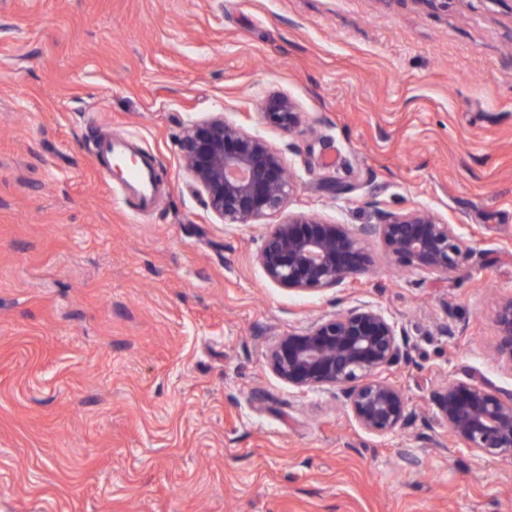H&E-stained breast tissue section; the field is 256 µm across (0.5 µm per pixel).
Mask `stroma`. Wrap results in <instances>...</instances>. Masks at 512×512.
<instances>
[{"instance_id": "stroma-1", "label": "stroma", "mask_w": 512, "mask_h": 512, "mask_svg": "<svg viewBox=\"0 0 512 512\" xmlns=\"http://www.w3.org/2000/svg\"><path fill=\"white\" fill-rule=\"evenodd\" d=\"M218 112L295 174L259 223H222L183 166L184 129ZM106 132L157 159L151 210L98 167ZM419 207L469 240L465 272L376 237L336 289L256 262L288 217L354 231ZM510 296L512 0H0V512H512V461L452 441L431 403L468 369L512 390ZM360 304L403 335L384 377L415 419L383 436L268 362ZM269 120L284 133L291 135L301 123V113L296 104L287 96L268 99L266 112ZM496 355L501 370L512 376V297L498 303L494 313Z\"/></svg>"}]
</instances>
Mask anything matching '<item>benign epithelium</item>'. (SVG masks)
Segmentation results:
<instances>
[{"label":"benign epithelium","instance_id":"1","mask_svg":"<svg viewBox=\"0 0 512 512\" xmlns=\"http://www.w3.org/2000/svg\"><path fill=\"white\" fill-rule=\"evenodd\" d=\"M266 115L288 135L301 123L287 96L268 99ZM181 153L207 207L225 224H254L282 210L297 190L282 154L222 113L185 128ZM372 236L405 266L436 278L464 270L473 256L455 225L417 208L381 211L377 223L358 232L315 216H296L270 225L256 261L283 288H337L367 271L365 243ZM494 323L500 368L512 376V297L498 303ZM400 356L395 324L380 310L358 305L283 337L270 351L269 363L278 377L299 389L339 390L364 430L387 435L409 420L404 393L381 378ZM432 402L440 423L474 456L512 460L511 391L495 389L467 370L464 378L434 392Z\"/></svg>","mask_w":512,"mask_h":512}]
</instances>
